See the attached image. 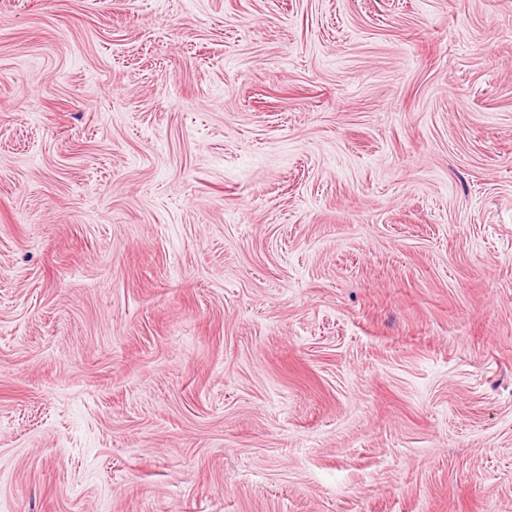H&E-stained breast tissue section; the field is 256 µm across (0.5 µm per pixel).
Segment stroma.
Listing matches in <instances>:
<instances>
[{"label":"stroma","instance_id":"obj_1","mask_svg":"<svg viewBox=\"0 0 512 512\" xmlns=\"http://www.w3.org/2000/svg\"><path fill=\"white\" fill-rule=\"evenodd\" d=\"M0 512H512V0H0Z\"/></svg>","mask_w":512,"mask_h":512}]
</instances>
